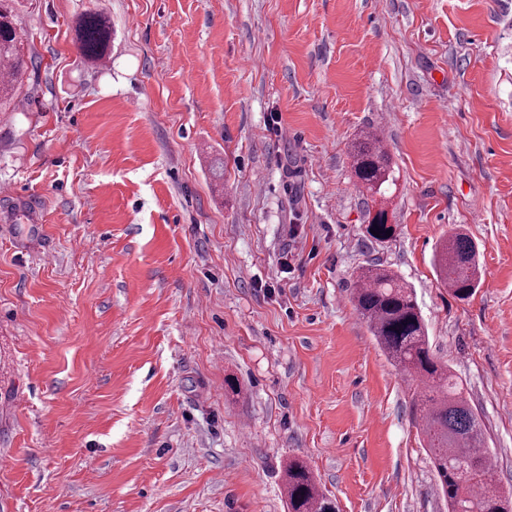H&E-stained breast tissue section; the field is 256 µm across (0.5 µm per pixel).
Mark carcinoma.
Returning <instances> with one entry per match:
<instances>
[{
	"mask_svg": "<svg viewBox=\"0 0 512 512\" xmlns=\"http://www.w3.org/2000/svg\"><path fill=\"white\" fill-rule=\"evenodd\" d=\"M10 2L0 0V112L13 111L17 92L33 67L32 57L23 51ZM75 36L84 56L103 58L112 38L107 16L100 10L85 14L76 22ZM350 156L359 183L373 195H385L394 175L390 154L380 140L369 132L361 134L352 143ZM386 213L382 206L367 213L365 232H379L380 242L392 238L388 231H396V225L377 219ZM434 267L453 297L466 300L474 295L481 268L467 234L456 230L443 236L436 247ZM351 301L390 361L413 387L424 386L412 402L419 412L438 487L448 500V512H512V489H503L489 473L478 416L448 365L433 354L413 288L383 265L367 264L357 272ZM472 469L480 473L481 480L475 493L465 496L462 471ZM283 482L288 512H336V502L320 489L305 461H289Z\"/></svg>",
	"mask_w": 512,
	"mask_h": 512,
	"instance_id": "1",
	"label": "carcinoma"
}]
</instances>
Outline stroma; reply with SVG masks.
<instances>
[{
	"instance_id": "obj_1",
	"label": "stroma",
	"mask_w": 512,
	"mask_h": 512,
	"mask_svg": "<svg viewBox=\"0 0 512 512\" xmlns=\"http://www.w3.org/2000/svg\"><path fill=\"white\" fill-rule=\"evenodd\" d=\"M15 4L36 66L0 112V512H288L292 458L339 512H448L351 302L374 262L512 487V0ZM364 131L395 164L383 242ZM459 225L466 301L432 266ZM79 50L91 59H102L112 38L107 16L100 10L86 13L75 25ZM376 213V215L373 217V213ZM387 213V209L384 207H379L371 212L370 209H368L367 213V225L365 227V232L368 234L371 238L375 239L376 241H386L391 239L395 233H396V224H387L385 222L379 221L377 218L379 215H385ZM370 229H374L376 232H379V237L373 236V233L370 232ZM387 230H391L392 234H386Z\"/></svg>"
}]
</instances>
